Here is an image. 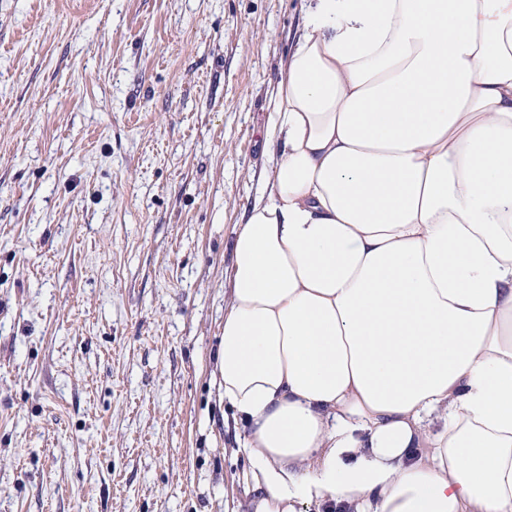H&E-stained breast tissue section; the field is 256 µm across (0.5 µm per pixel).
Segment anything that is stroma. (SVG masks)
<instances>
[{
  "label": "stroma",
  "mask_w": 512,
  "mask_h": 512,
  "mask_svg": "<svg viewBox=\"0 0 512 512\" xmlns=\"http://www.w3.org/2000/svg\"><path fill=\"white\" fill-rule=\"evenodd\" d=\"M299 0H0V512H232L217 353Z\"/></svg>",
  "instance_id": "obj_1"
}]
</instances>
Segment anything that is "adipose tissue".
Instances as JSON below:
<instances>
[{
	"mask_svg": "<svg viewBox=\"0 0 512 512\" xmlns=\"http://www.w3.org/2000/svg\"><path fill=\"white\" fill-rule=\"evenodd\" d=\"M228 272L250 512H512V0H301Z\"/></svg>",
	"mask_w": 512,
	"mask_h": 512,
	"instance_id": "adipose-tissue-1",
	"label": "adipose tissue"
}]
</instances>
